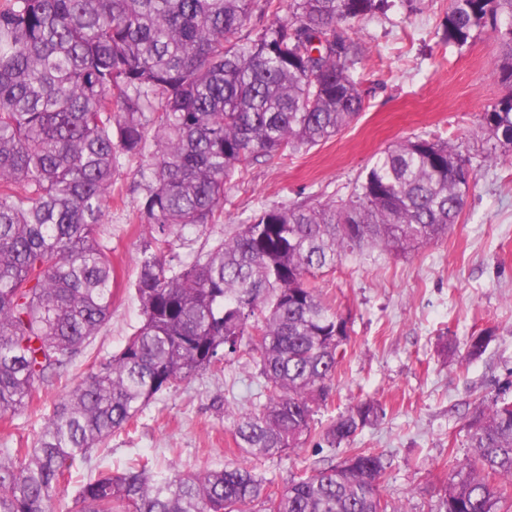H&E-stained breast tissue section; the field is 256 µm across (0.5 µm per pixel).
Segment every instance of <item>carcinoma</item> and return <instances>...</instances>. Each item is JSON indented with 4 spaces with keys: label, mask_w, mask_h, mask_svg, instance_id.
<instances>
[{
    "label": "carcinoma",
    "mask_w": 512,
    "mask_h": 512,
    "mask_svg": "<svg viewBox=\"0 0 512 512\" xmlns=\"http://www.w3.org/2000/svg\"><path fill=\"white\" fill-rule=\"evenodd\" d=\"M281 0H5L0 5V420L33 405L36 385L68 376L106 325L111 249L102 224L130 158L153 245L136 261L141 322L123 348L54 404L34 446L0 448V512H48L112 434L186 379L220 370L247 347L264 401L224 413L244 460L192 473L137 460L78 485L80 512H401L381 494L383 455L355 438L386 415L351 405L320 437L345 447L271 495L254 462L297 448L314 430L351 339L350 319L311 278L348 254L396 256L456 223L470 173L446 142L388 147L345 197L269 207L186 261L173 241L216 223L224 187L261 159L310 149L363 109L354 23L389 0H289V15L254 36L255 12ZM492 36L509 91L481 117L512 147V0H449L443 37ZM474 333L467 357L486 350ZM466 472L430 512H512V400L482 399L468 419Z\"/></svg>",
    "instance_id": "1"
}]
</instances>
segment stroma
Here are the masks:
<instances>
[{"label":"stroma","instance_id":"35a3bbf8","mask_svg":"<svg viewBox=\"0 0 512 512\" xmlns=\"http://www.w3.org/2000/svg\"><path fill=\"white\" fill-rule=\"evenodd\" d=\"M448 5L417 0L415 11L397 6L357 22L364 53L355 76L365 92L359 119L323 145L236 174L218 223L175 244L188 260L260 208L346 196L378 153L408 137L445 141L465 156L470 188L445 238L405 257L368 248L316 278L353 332L314 426L324 429L357 399H378L386 415L355 445L383 454L381 494L400 512H427L437 488L461 471L470 453L465 416L475 403L499 394L512 399V150L489 153L479 127L480 115L507 89L492 37L463 46L443 40ZM115 192L102 227L115 270L112 317L76 359L74 378L109 359L141 320L133 281L151 234L136 207L138 162H124ZM482 331L491 336L485 353L467 359L469 336ZM256 373L252 358L240 353L223 370L181 382L143 410L134 430L113 434L107 451L93 454L77 477L120 470L140 457L182 473L241 460L224 409L251 410ZM316 454L309 442L258 461L257 469L277 494Z\"/></svg>","mask_w":512,"mask_h":512}]
</instances>
